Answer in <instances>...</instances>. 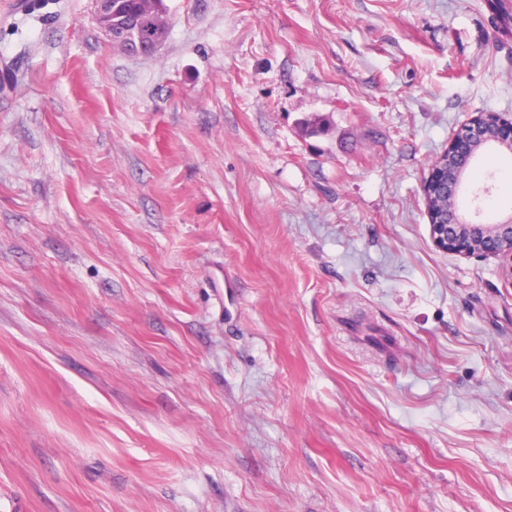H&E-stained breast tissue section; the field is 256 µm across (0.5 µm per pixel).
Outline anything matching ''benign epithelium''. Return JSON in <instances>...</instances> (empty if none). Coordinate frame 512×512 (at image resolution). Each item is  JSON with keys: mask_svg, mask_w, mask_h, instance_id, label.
I'll list each match as a JSON object with an SVG mask.
<instances>
[{"mask_svg": "<svg viewBox=\"0 0 512 512\" xmlns=\"http://www.w3.org/2000/svg\"><path fill=\"white\" fill-rule=\"evenodd\" d=\"M96 20L100 28L121 47L132 46L128 33L112 29V0H95ZM512 147V119L495 112H482L457 131L448 142L446 152L440 154L421 183L424 200L429 193L443 191L456 194L457 185H447L441 178L447 154L466 153L474 157L469 148L476 146ZM434 246L445 252L464 257L499 258L506 276L512 278V217L498 224H472L456 216L446 224L430 225Z\"/></svg>", "mask_w": 512, "mask_h": 512, "instance_id": "benign-epithelium-1", "label": "benign epithelium"}]
</instances>
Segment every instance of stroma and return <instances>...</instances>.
<instances>
[{"label": "stroma", "mask_w": 512, "mask_h": 512, "mask_svg": "<svg viewBox=\"0 0 512 512\" xmlns=\"http://www.w3.org/2000/svg\"><path fill=\"white\" fill-rule=\"evenodd\" d=\"M491 3L164 0L135 57L0 0V512H512V280L420 190L512 116ZM491 130L488 133L487 129ZM505 147L511 151L512 146V119L506 118L495 112H482L474 117L471 122L457 131L448 142V149L440 154L432 164L429 173L421 183V192L424 200H429V192L443 191L455 197L458 184L447 185L441 178L444 165L447 161V153H469L468 163L476 153L469 152V148L476 146Z\"/></svg>", "instance_id": "1"}]
</instances>
